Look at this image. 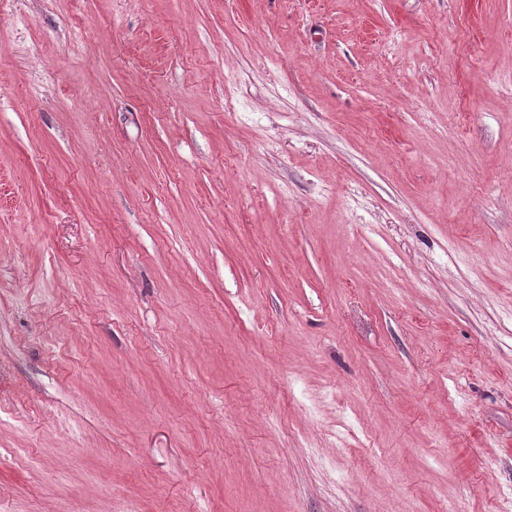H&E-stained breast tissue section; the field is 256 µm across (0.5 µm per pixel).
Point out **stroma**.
<instances>
[{
    "label": "stroma",
    "instance_id": "1",
    "mask_svg": "<svg viewBox=\"0 0 512 512\" xmlns=\"http://www.w3.org/2000/svg\"><path fill=\"white\" fill-rule=\"evenodd\" d=\"M0 512H512V0H0Z\"/></svg>",
    "mask_w": 512,
    "mask_h": 512
}]
</instances>
